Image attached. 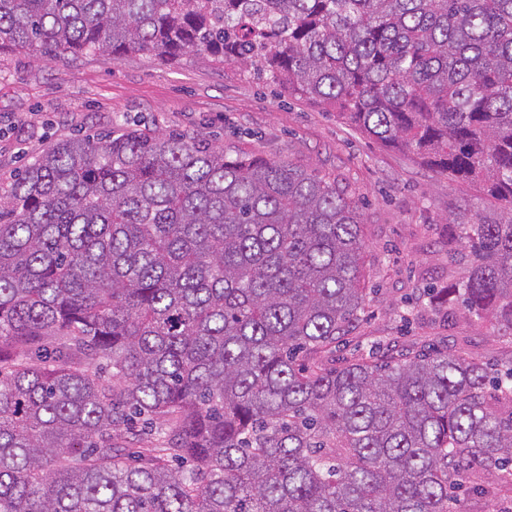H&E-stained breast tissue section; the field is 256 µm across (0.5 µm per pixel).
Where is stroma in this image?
Here are the masks:
<instances>
[{
    "label": "stroma",
    "instance_id": "35a3bbf8",
    "mask_svg": "<svg viewBox=\"0 0 512 512\" xmlns=\"http://www.w3.org/2000/svg\"><path fill=\"white\" fill-rule=\"evenodd\" d=\"M122 128L186 133L229 152L291 160L345 188L369 241L366 311L350 330L345 358L432 344L501 372L512 367V333L437 309L424 293L466 274L447 255L450 223L499 212L477 187L449 181L335 113L288 97L251 68L195 55L171 63L145 54L43 63L0 55V183L52 142Z\"/></svg>",
    "mask_w": 512,
    "mask_h": 512
}]
</instances>
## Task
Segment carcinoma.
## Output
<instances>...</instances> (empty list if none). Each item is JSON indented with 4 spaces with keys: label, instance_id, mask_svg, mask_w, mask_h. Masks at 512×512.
I'll list each match as a JSON object with an SVG mask.
<instances>
[{
    "label": "carcinoma",
    "instance_id": "cac0c4a2",
    "mask_svg": "<svg viewBox=\"0 0 512 512\" xmlns=\"http://www.w3.org/2000/svg\"><path fill=\"white\" fill-rule=\"evenodd\" d=\"M260 66L507 216L460 225L464 314L512 331V0H0V54ZM369 246L307 167L144 130L0 185V512H448L512 467V376L336 362ZM156 436L134 463L129 440Z\"/></svg>",
    "mask_w": 512,
    "mask_h": 512
}]
</instances>
